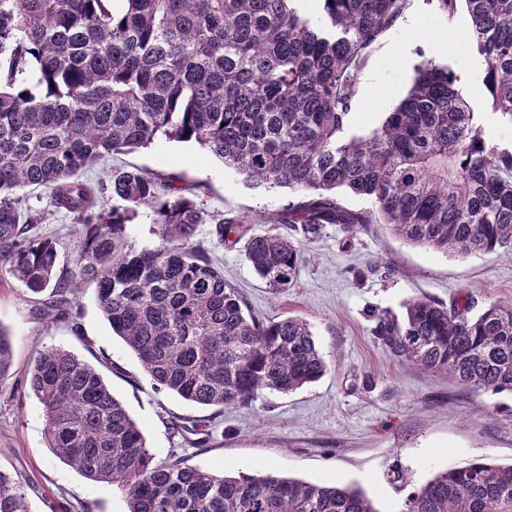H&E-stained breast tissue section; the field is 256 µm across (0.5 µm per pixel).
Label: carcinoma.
Wrapping results in <instances>:
<instances>
[{"label": "carcinoma", "mask_w": 512, "mask_h": 512, "mask_svg": "<svg viewBox=\"0 0 512 512\" xmlns=\"http://www.w3.org/2000/svg\"><path fill=\"white\" fill-rule=\"evenodd\" d=\"M464 2L493 111L512 120V0ZM0 0V277L53 289L43 318L92 285L114 335L157 390L201 406L293 392L327 363L309 324L246 311L207 251L190 189L139 170L83 178L112 154L158 136L195 142L250 182L304 196L273 227L213 218L221 242L247 237L246 259L276 292L294 285L303 244L326 225L387 224L405 241L458 256L512 259V147L490 144L448 66L425 61L406 97L366 137L345 135L358 74L408 0ZM50 191L81 226L74 268L57 270L46 216L18 192ZM118 203L104 208L107 191ZM367 199L352 209L338 192ZM147 208L160 244L137 250L127 226ZM414 298L377 316L395 356L473 391L512 392V300L473 312ZM12 360L0 325V382ZM48 447L84 477L119 488L127 512H378L359 488L273 475L215 476L160 460L100 374L49 348L28 372ZM0 512H30L23 483L0 470ZM402 512H512V464L477 459L409 493Z\"/></svg>", "instance_id": "obj_1"}]
</instances>
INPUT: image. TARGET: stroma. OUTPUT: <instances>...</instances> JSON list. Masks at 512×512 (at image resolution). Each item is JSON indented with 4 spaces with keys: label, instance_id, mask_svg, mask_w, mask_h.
<instances>
[{
    "label": "stroma",
    "instance_id": "1",
    "mask_svg": "<svg viewBox=\"0 0 512 512\" xmlns=\"http://www.w3.org/2000/svg\"><path fill=\"white\" fill-rule=\"evenodd\" d=\"M427 60L461 76L486 139L512 145V121L487 103L484 62L472 48L466 10L450 18L434 0H409L374 46L358 76L347 134L366 136L378 128ZM116 169L197 186L208 214L247 217L254 232L269 229L296 200L285 189L249 185L193 142L161 137L113 155L90 176L106 179ZM24 198L48 216L41 230L59 240V269L72 268L78 225L54 211L47 191L28 190ZM214 230L201 225L197 242L223 269L225 281L259 318L306 320L328 364L326 374L294 392H259L245 406L203 408L152 387L139 360L113 335L93 287L71 296L72 321L51 323L38 315L48 294L0 281V326L13 344L12 366L0 382V469L22 481L30 512H127L117 488L85 478L46 444L44 410L29 395L26 378L47 347L66 349L94 366L159 459L184 457L216 476L352 484L378 512H401L407 494L437 472L477 458L512 464V393L475 392L424 372L395 357L374 334L376 313L401 314L414 297L447 305L466 292L479 309L512 298V259L492 253L464 258L411 245L385 224L354 232L329 224L305 245L294 287L275 293L251 269L243 243L219 242ZM201 417L210 421L206 445L174 429Z\"/></svg>",
    "mask_w": 512,
    "mask_h": 512
}]
</instances>
